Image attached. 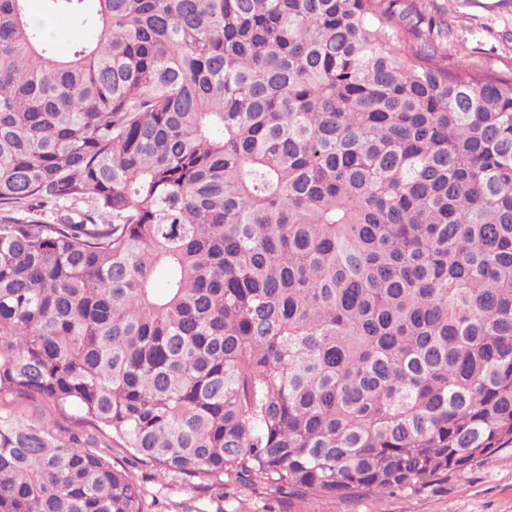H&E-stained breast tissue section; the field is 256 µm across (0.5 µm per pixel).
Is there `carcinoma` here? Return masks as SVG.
<instances>
[{"label":"carcinoma","instance_id":"carcinoma-1","mask_svg":"<svg viewBox=\"0 0 512 512\" xmlns=\"http://www.w3.org/2000/svg\"><path fill=\"white\" fill-rule=\"evenodd\" d=\"M28 2L0 0V393L215 492L391 494L512 443V72L448 69L404 0H47L64 56ZM0 512L148 507L0 415ZM30 11L33 18L44 25L57 50L67 53L75 38L73 22L64 15L49 16L44 0H30ZM52 419L54 420V432L58 436L68 437L71 434H79L86 437L93 433V428L88 423L79 420V415L72 410L65 412H54Z\"/></svg>","mask_w":512,"mask_h":512}]
</instances>
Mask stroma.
Segmentation results:
<instances>
[{
    "label": "stroma",
    "instance_id": "1",
    "mask_svg": "<svg viewBox=\"0 0 512 512\" xmlns=\"http://www.w3.org/2000/svg\"><path fill=\"white\" fill-rule=\"evenodd\" d=\"M415 12L444 22L438 51L449 65L466 63L475 69L512 71V0H412ZM0 414L37 424L54 420L60 436L92 434L75 411L50 412L48 406L12 393L0 395ZM98 451L124 466L142 487L149 512H512V445L488 458L476 459L465 470L439 475L415 490L384 496L328 497L316 493H266L261 482H228L217 494L178 475L158 477L150 465L124 449L99 439Z\"/></svg>",
    "mask_w": 512,
    "mask_h": 512
}]
</instances>
